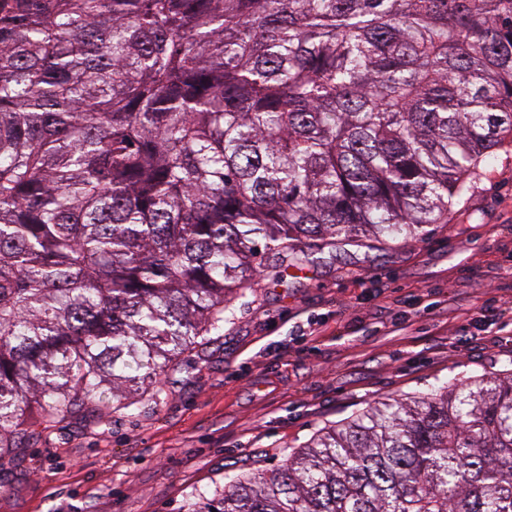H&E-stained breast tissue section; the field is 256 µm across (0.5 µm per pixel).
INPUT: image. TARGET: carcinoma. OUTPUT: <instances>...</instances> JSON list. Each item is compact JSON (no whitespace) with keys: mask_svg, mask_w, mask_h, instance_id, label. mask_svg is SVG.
<instances>
[{"mask_svg":"<svg viewBox=\"0 0 512 512\" xmlns=\"http://www.w3.org/2000/svg\"><path fill=\"white\" fill-rule=\"evenodd\" d=\"M512 138V0H0V457L129 408L262 265L448 219ZM185 512H512V371Z\"/></svg>","mask_w":512,"mask_h":512,"instance_id":"1","label":"carcinoma"}]
</instances>
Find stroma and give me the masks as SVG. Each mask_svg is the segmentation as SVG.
Masks as SVG:
<instances>
[{
	"label": "stroma",
	"mask_w": 512,
	"mask_h": 512,
	"mask_svg": "<svg viewBox=\"0 0 512 512\" xmlns=\"http://www.w3.org/2000/svg\"><path fill=\"white\" fill-rule=\"evenodd\" d=\"M323 323L319 342L302 337ZM406 328L394 331L395 322ZM512 370V146L421 239L260 269L159 399L39 427L0 459V512H183L228 470L280 465L375 402Z\"/></svg>",
	"instance_id": "35a3bbf8"
}]
</instances>
